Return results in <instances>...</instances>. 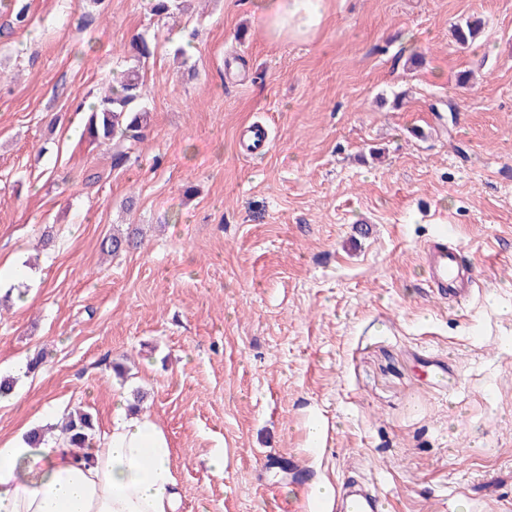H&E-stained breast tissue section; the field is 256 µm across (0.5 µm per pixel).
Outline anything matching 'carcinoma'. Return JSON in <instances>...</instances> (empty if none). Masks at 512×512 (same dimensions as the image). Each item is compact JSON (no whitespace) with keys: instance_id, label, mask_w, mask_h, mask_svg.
I'll use <instances>...</instances> for the list:
<instances>
[{"instance_id":"obj_1","label":"carcinoma","mask_w":512,"mask_h":512,"mask_svg":"<svg viewBox=\"0 0 512 512\" xmlns=\"http://www.w3.org/2000/svg\"><path fill=\"white\" fill-rule=\"evenodd\" d=\"M483 29V20L475 16L455 24L451 36L457 46L464 48L475 41ZM144 96L138 72L131 69L123 74L119 88L108 89L89 115L87 132L92 140L109 145L114 169H122L137 160L139 145L147 138L148 111L143 106ZM134 242L135 233L118 231L103 240L102 250L113 256ZM94 429L92 415L85 411L69 415L61 425L75 448L89 447Z\"/></svg>"}]
</instances>
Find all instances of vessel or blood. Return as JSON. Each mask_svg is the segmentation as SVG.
<instances>
[{
    "instance_id": "obj_1",
    "label": "vessel or blood",
    "mask_w": 512,
    "mask_h": 512,
    "mask_svg": "<svg viewBox=\"0 0 512 512\" xmlns=\"http://www.w3.org/2000/svg\"><path fill=\"white\" fill-rule=\"evenodd\" d=\"M424 264L429 271V287L436 298L457 302L470 298L476 282L474 269L464 261L459 248L449 246L447 231L438 232L429 241ZM278 468L305 491L304 512H384V500L374 484L348 482L337 486L334 498L317 499L308 496L309 483L298 462H282Z\"/></svg>"
}]
</instances>
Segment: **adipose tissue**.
<instances>
[{
    "label": "adipose tissue",
    "instance_id": "ef3b65f1",
    "mask_svg": "<svg viewBox=\"0 0 512 512\" xmlns=\"http://www.w3.org/2000/svg\"><path fill=\"white\" fill-rule=\"evenodd\" d=\"M269 39L307 42L325 21L324 0H259ZM170 441L147 413H112L102 447L78 450L63 437L31 446L0 441V512H176Z\"/></svg>",
    "mask_w": 512,
    "mask_h": 512
}]
</instances>
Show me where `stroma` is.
<instances>
[{
  "mask_svg": "<svg viewBox=\"0 0 512 512\" xmlns=\"http://www.w3.org/2000/svg\"><path fill=\"white\" fill-rule=\"evenodd\" d=\"M27 3L21 25L0 8V264L27 272L0 278V374L46 364L0 399V440L76 407L104 432L141 389L180 512H296L271 452L327 484L377 483L386 512H502L512 0H326L316 39L290 44L257 0H190L172 19L152 0ZM473 15L484 31L458 48L450 28ZM132 65L149 128L116 170L77 106ZM253 124L269 143L249 156ZM121 224L141 245L103 254ZM443 228L477 274L465 303L426 282L420 248ZM437 363L452 387L428 380Z\"/></svg>",
  "mask_w": 512,
  "mask_h": 512,
  "instance_id": "stroma-1",
  "label": "stroma"
}]
</instances>
